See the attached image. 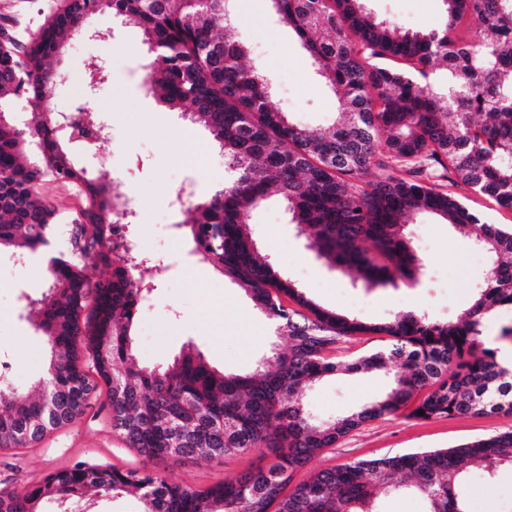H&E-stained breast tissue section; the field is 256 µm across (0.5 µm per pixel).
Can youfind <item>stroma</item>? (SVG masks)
<instances>
[{
    "label": "stroma",
    "mask_w": 512,
    "mask_h": 512,
    "mask_svg": "<svg viewBox=\"0 0 512 512\" xmlns=\"http://www.w3.org/2000/svg\"><path fill=\"white\" fill-rule=\"evenodd\" d=\"M369 9L381 19L397 22L410 31L442 28L446 21L441 0H370ZM239 31L250 47L251 62L259 64L274 82L272 104L293 122L324 127L336 113V97L322 83L291 29L271 15L268 0H236ZM91 27L111 31L105 41L78 39L55 59L64 73L53 92L56 110L67 109L74 98L73 82L88 58L106 59L112 77L88 99L90 121L109 119L113 156L97 159L84 154L78 162L106 183H117L139 198L136 223L127 235L144 247L152 263H165L154 287L144 295L134 322L138 360L149 367H165L187 345H194L218 370L244 374L261 359L284 350L268 320L257 312L244 290L192 250L181 214L170 210L166 187L201 175L212 184L224 178V159L207 134L185 125L153 97L144 95L146 72L142 32L121 24L104 10L94 15ZM179 223L180 240H172L164 225ZM253 239L262 253L271 255L280 270L314 303L370 324L382 323L395 313L422 309L445 320L469 306L483 282L486 266H473V248L464 234L449 230L446 221L427 214L409 215L406 229L413 237L427 269L420 282L399 288L366 289L353 286L349 277L317 259L305 237L290 224L278 196H271L248 218ZM44 267L33 257L0 253V348L17 358L12 381L20 392L30 390L46 363L42 336L26 318L28 298L46 291ZM386 379L376 373L336 375L305 394L308 408L332 419L380 395ZM512 431V413L417 420L405 413L363 424L324 449L299 472L306 479L315 471L354 460L395 455L409 450L451 448L489 435ZM80 462L127 470L140 457L113 434L105 387L93 393L83 414L68 426L48 433L26 448L0 449V486L28 489L50 473ZM261 453L221 459H195L163 469L169 482L205 488L224 477L266 465Z\"/></svg>",
    "instance_id": "1"
}]
</instances>
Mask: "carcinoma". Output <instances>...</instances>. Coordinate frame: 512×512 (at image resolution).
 Wrapping results in <instances>:
<instances>
[{"mask_svg":"<svg viewBox=\"0 0 512 512\" xmlns=\"http://www.w3.org/2000/svg\"><path fill=\"white\" fill-rule=\"evenodd\" d=\"M292 28L317 74L338 92V120L303 127L270 102L272 80L247 62L249 47L225 0H64L23 47L0 35V249L35 253L48 244L57 211L38 192L47 178L87 187L74 223L80 250L52 257L50 286L27 299V318L45 338L50 359L38 396L0 385V448H24L82 415L98 383L109 393L112 430L141 456L140 468L82 462L26 490L0 488V512H67L93 491H139L137 512H382L380 497L410 494L425 512H467L468 468L492 478L512 469V431L456 448L350 461L296 482L325 448L363 424L407 410L415 418L512 412V326L489 340L483 319L512 307V227L481 222L454 189L467 187L512 210V0H443L442 30L408 32L378 19L367 0H270ZM110 10L144 34L151 60L146 81L170 110L190 108L224 155V186L185 212L193 252L244 289L275 324L288 351L275 367L248 375L210 366L183 350L167 368L140 364L131 328L144 288L128 253L112 256V226L123 222L117 193L88 176L57 129L51 61L78 37L105 40L88 27ZM475 17L481 29H462ZM447 70L437 84L436 63ZM88 85L108 82L100 59L84 64ZM27 92L50 118L18 124L3 97ZM480 113L484 120H473ZM385 143L386 154L379 152ZM399 168L405 177L386 174ZM371 180L360 185L362 178ZM279 194L290 223L310 230L308 248L365 288L412 284L425 264L404 232L415 212L442 217L490 257L470 306L446 321L399 312L368 324L309 300L261 254L247 217ZM111 267L96 282L81 261ZM364 334L383 344L356 353L345 343ZM96 378L84 370L82 351ZM377 370L384 397L333 420L313 418L306 391L338 373ZM424 414H418V411ZM271 448L275 461L207 488L169 483V462L223 458Z\"/></svg>","mask_w":512,"mask_h":512,"instance_id":"cac0c4a2","label":"carcinoma"}]
</instances>
